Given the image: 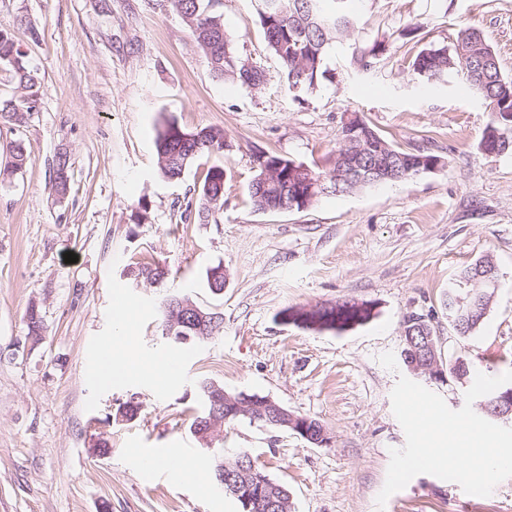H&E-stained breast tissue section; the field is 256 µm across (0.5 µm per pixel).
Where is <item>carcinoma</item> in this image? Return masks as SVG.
<instances>
[{
    "label": "carcinoma",
    "instance_id": "cac0c4a2",
    "mask_svg": "<svg viewBox=\"0 0 512 512\" xmlns=\"http://www.w3.org/2000/svg\"><path fill=\"white\" fill-rule=\"evenodd\" d=\"M258 15L268 49L281 65L280 77L286 83L293 99L301 102L319 87L326 77V59L337 40L347 37L351 31L339 13L325 9L327 0H259ZM167 6L178 13L189 29L190 36L202 51L211 73L219 79H230L247 88L257 89L268 81L264 68L242 58L233 45V40L224 28L223 14L219 11L222 0H166ZM21 46L6 32L0 30V68L9 72L15 84L25 91L21 104L11 100L0 101V123L18 124L24 113L36 109L37 91L40 83L38 70L25 61ZM411 69L416 79L426 83L443 84L455 74H463L472 89L479 94L490 112L481 146L497 155L512 153V81L506 80L500 70L497 57L483 34L474 28L460 31L451 46L430 47L421 50L413 59ZM351 125L342 126V145L323 168L313 169L295 163L273 152L260 151L255 156V174L249 185V195L257 210L284 209L286 211L306 209L314 203L309 198L310 181L321 182L319 196L348 194L378 184L379 170L384 163L403 169L405 177L429 171L439 164L437 156L404 150L392 142L361 116L349 118ZM353 133L355 144L346 142L344 132ZM155 147L158 174L169 183L180 182L187 169L203 154L224 151V130L203 127L186 131L173 119H166L157 131ZM11 167L4 174L23 169L30 161L25 144L15 140L11 145ZM70 186V165L67 157L56 158L51 188L60 197L67 194ZM224 207V169L214 165L208 169L195 207V218L207 224L210 218ZM497 269L489 258L477 261L460 276L462 281H479ZM126 276L136 282L161 284L168 277V270L160 264L139 263L128 265ZM211 291L219 294L224 290V269L217 265L207 271ZM466 317L454 327L457 336L465 339L483 321L491 293L486 288H472ZM191 301L186 294H173L163 303L162 327L170 326L171 320L179 316L182 321L173 332L171 342L185 344L198 340L196 318L183 307ZM432 330L424 316L413 314L404 325L403 348L409 343L422 341L424 331ZM448 374L467 378L471 374L467 359L458 355L448 359ZM198 390L205 404L204 412L191 425L192 432L203 438V422L213 410V403L205 397L207 393L221 392L224 387L202 379ZM213 474L219 478L225 473L229 477H248L251 461L240 456L231 459L214 455ZM258 483L256 494L270 504L268 512H291L288 488L269 477L261 467H256Z\"/></svg>",
    "mask_w": 512,
    "mask_h": 512
}]
</instances>
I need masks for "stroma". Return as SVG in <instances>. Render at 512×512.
<instances>
[{
	"mask_svg": "<svg viewBox=\"0 0 512 512\" xmlns=\"http://www.w3.org/2000/svg\"><path fill=\"white\" fill-rule=\"evenodd\" d=\"M350 9L354 33L298 102L267 48L256 0H223L222 12L235 49L270 76L259 89L215 78L165 0H0V30L42 78L20 131L0 125V167L14 137L31 156L0 182V512H241L197 468L202 443L191 424L203 378L323 424L324 446L246 418L224 426L225 455L248 452L288 487L293 512H512V478L479 497L420 474L385 507L376 503L390 451L405 444L390 394L406 372L408 316H428L442 355L466 356L473 372L512 371V154L481 149L490 114L463 80L427 85L409 71L422 48L474 27L512 80V0H352ZM376 40L385 51L361 67L359 47ZM353 112L439 165L300 211L253 207L258 151L323 167ZM169 117L188 131H224L223 154L199 158L176 185L156 168V131ZM60 154L71 173L62 198L51 189ZM215 164L224 209L218 223L201 224L187 206ZM68 251L77 262H65ZM485 257L497 286L462 340L441 299ZM137 260L159 262L169 279L132 283L124 270ZM218 264L227 281L216 294L206 272ZM172 293L224 318L222 335L192 344L174 372L157 313ZM342 300L372 303L375 315L339 333L282 319ZM31 306L42 317L38 341L28 335ZM122 324L134 343L115 349L123 374L87 380V362ZM132 397L134 419L104 424ZM101 439L112 446L105 457L94 451ZM139 449L176 450L185 480L141 471Z\"/></svg>",
	"mask_w": 512,
	"mask_h": 512,
	"instance_id": "stroma-1",
	"label": "stroma"
}]
</instances>
